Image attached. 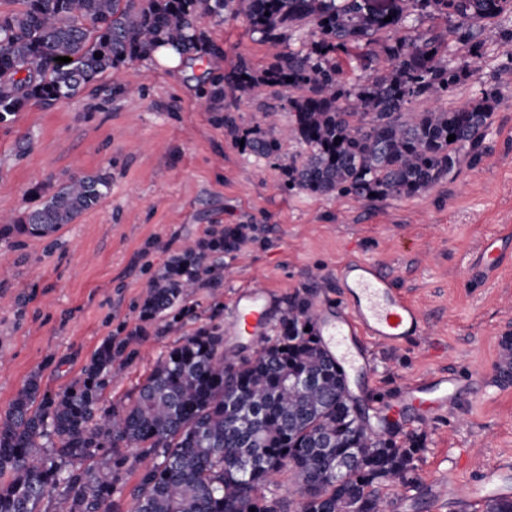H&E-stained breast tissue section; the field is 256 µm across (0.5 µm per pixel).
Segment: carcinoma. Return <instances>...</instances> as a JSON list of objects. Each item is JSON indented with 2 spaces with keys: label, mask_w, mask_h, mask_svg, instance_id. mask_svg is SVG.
<instances>
[{
  "label": "carcinoma",
  "mask_w": 512,
  "mask_h": 512,
  "mask_svg": "<svg viewBox=\"0 0 512 512\" xmlns=\"http://www.w3.org/2000/svg\"><path fill=\"white\" fill-rule=\"evenodd\" d=\"M0 11V122L31 98L70 99L108 70L151 58L161 45L203 57L213 45L201 13L247 19L270 48L261 72L243 59L210 80L224 134L266 159L295 140L305 152L282 166L284 187L314 196L382 200L425 193L462 166H478L512 61L459 107L415 111L420 98L446 101L475 78L483 29L512 0H11ZM392 16L389 22L384 21ZM443 19L445 30H419ZM308 27L307 47L284 43ZM363 47L364 78L342 79L337 54ZM102 57L97 58L95 54ZM71 58L68 63L57 57ZM285 91L290 129L271 137L241 133L234 112L266 86ZM455 140L449 142V135ZM102 175L71 177L38 208L0 219V238L48 237L95 208L111 191ZM246 224H219L185 246L151 278L140 320L159 333L176 328L183 297L224 285V255L237 251ZM307 294L295 293L275 335L251 357L224 350L218 324L168 350L128 407H106L112 377L138 356L141 331L106 338L64 390L29 378L0 414V512H42L62 497L66 512H119L127 457L137 449L131 512H287L267 495L289 470L297 512H392L379 488L420 483L414 434L398 441L354 422L344 366L313 328ZM497 378L512 384V334L501 338ZM234 414L238 425H229ZM349 465L337 470L344 461ZM483 512H512V495Z\"/></svg>",
  "instance_id": "obj_1"
}]
</instances>
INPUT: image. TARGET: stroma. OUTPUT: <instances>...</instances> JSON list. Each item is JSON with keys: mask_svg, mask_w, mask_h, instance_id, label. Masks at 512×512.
I'll return each instance as SVG.
<instances>
[{"mask_svg": "<svg viewBox=\"0 0 512 512\" xmlns=\"http://www.w3.org/2000/svg\"><path fill=\"white\" fill-rule=\"evenodd\" d=\"M198 25L215 54L176 68L151 59L127 64L75 98L33 99L0 123V214L39 206L74 174L112 181L98 206L53 236L0 241V413L32 373L42 388L61 391L105 338L133 330L146 283L185 243L217 224H247L239 251L224 258L223 287L188 295L190 313L177 331L142 337L138 357L106 390L105 406H130L158 358L197 328L228 327L240 289L271 291L281 309L299 290L313 304H335L343 294L337 267L371 259L417 301L425 322L423 336L408 344H368L371 368L350 372L373 430L388 404L400 435L424 436L420 486L387 494L396 512H477L470 484L489 467L512 468V385L495 371L501 338L512 333V266L489 282L467 278L483 237L512 224V83L502 88L482 162L424 194L369 203L289 192L279 162L225 137L203 93L205 74H223L240 60L265 69L266 45L241 17L204 14ZM501 28H512V14L483 33V80L512 57ZM283 94L270 86L242 99L241 130L267 135L270 110L279 126H291ZM437 372L469 380L454 410L431 418L399 407L407 380Z\"/></svg>", "mask_w": 512, "mask_h": 512, "instance_id": "stroma-1", "label": "stroma"}]
</instances>
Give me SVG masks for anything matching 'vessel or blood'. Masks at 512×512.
<instances>
[{
  "instance_id": "1",
  "label": "vessel or blood",
  "mask_w": 512,
  "mask_h": 512,
  "mask_svg": "<svg viewBox=\"0 0 512 512\" xmlns=\"http://www.w3.org/2000/svg\"><path fill=\"white\" fill-rule=\"evenodd\" d=\"M508 236L496 231L486 235L469 264L472 277L489 278L503 266L502 245ZM337 280L343 288V299L335 312L316 308L317 327L327 340L342 344L341 358L349 366H358L359 353L352 339L368 337L380 345H397L422 335L424 319L418 304L395 288L390 277L383 275L377 263L354 259L340 265ZM275 299L271 292L255 288L240 290L236 311L230 324L232 335L256 336L268 324ZM458 385L445 377L412 379L405 384L406 403L420 410L445 413L457 400ZM512 491V477L490 470L482 482L472 485L475 501L486 496Z\"/></svg>"
}]
</instances>
